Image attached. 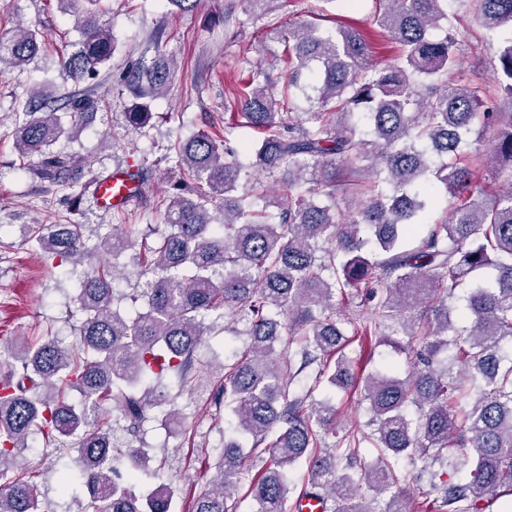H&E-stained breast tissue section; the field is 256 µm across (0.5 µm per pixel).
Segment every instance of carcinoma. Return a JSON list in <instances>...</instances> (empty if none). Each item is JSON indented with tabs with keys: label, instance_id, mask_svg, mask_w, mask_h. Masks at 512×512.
<instances>
[{
	"label": "carcinoma",
	"instance_id": "carcinoma-1",
	"mask_svg": "<svg viewBox=\"0 0 512 512\" xmlns=\"http://www.w3.org/2000/svg\"><path fill=\"white\" fill-rule=\"evenodd\" d=\"M75 14L80 37L60 60L62 74L82 91L60 98L43 81L26 90L13 133L14 165L77 201L84 174L78 154L56 148L78 139L100 107L95 81L117 45L100 19L101 0H57ZM377 22L399 45L395 63L378 69L357 29L323 33L310 22L281 31L288 74L280 96L256 70L236 88L239 111L224 122V143L198 133L174 147L181 171L164 200L167 232L150 247L153 261L135 274L132 317L114 309L109 262H91L72 302L82 318L79 341L62 346L32 339L0 357V512H53L17 459L36 435L47 444L77 448L88 498L75 512H172L173 491L159 482L135 491L140 476L160 478L142 447L112 450V411L133 432L154 411L171 434L187 432L180 412L164 408L172 383L201 385L196 363L217 322L246 346L224 363L212 391L234 425L224 430L206 489L194 512H287L290 497L321 495L339 512H416L399 486L405 459L422 470L439 464L462 474L458 483L431 484L424 496L436 512H487L512 496V112H493L481 85L457 84L459 58L447 0H381ZM482 25L512 29V0H473ZM45 51L36 26L0 35V76L23 71ZM317 64L310 84L300 68ZM500 100L512 104V40L494 66ZM173 62L160 51L123 76L139 102L126 118L135 129L152 118L145 98L164 95ZM303 97L308 111H294ZM488 147L467 151L474 125ZM258 134L253 161L239 160L231 130ZM481 168L507 176L508 190L474 191ZM279 173L278 192L254 193L253 172ZM358 198L345 216L338 187ZM454 200L432 218L439 195ZM83 224H32L28 241L53 258L80 263L88 256ZM148 235L125 224L100 237L107 257ZM474 288L454 290L466 278ZM360 288L375 301L369 324L336 317V295ZM466 326L448 338L451 301ZM245 329L240 331L237 324ZM404 335L415 362L404 373L380 370L357 377L342 354L348 336ZM312 384L291 386L308 367ZM361 388L365 429L337 441L336 406L313 399L323 383ZM367 443L380 453L359 454ZM305 462L299 492L288 470Z\"/></svg>",
	"mask_w": 512,
	"mask_h": 512
}]
</instances>
